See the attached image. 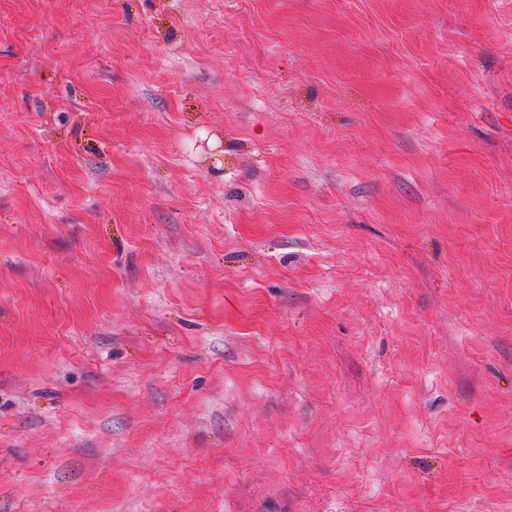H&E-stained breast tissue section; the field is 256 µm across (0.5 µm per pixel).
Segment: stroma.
<instances>
[{"instance_id":"35a3bbf8","label":"stroma","mask_w":512,"mask_h":512,"mask_svg":"<svg viewBox=\"0 0 512 512\" xmlns=\"http://www.w3.org/2000/svg\"><path fill=\"white\" fill-rule=\"evenodd\" d=\"M0 512H512V0H0Z\"/></svg>"}]
</instances>
